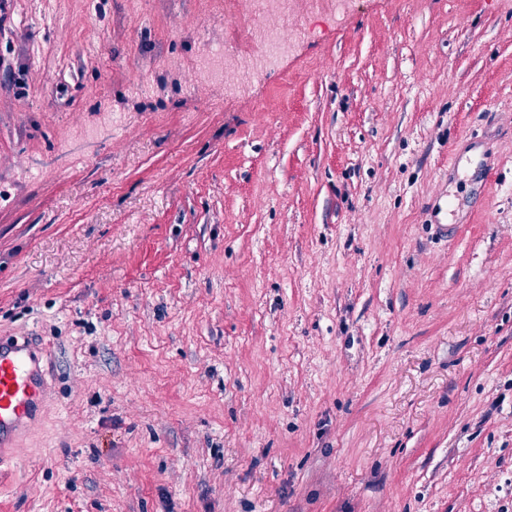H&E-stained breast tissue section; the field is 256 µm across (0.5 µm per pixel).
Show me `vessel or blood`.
<instances>
[{
	"instance_id": "obj_1",
	"label": "vessel or blood",
	"mask_w": 512,
	"mask_h": 512,
	"mask_svg": "<svg viewBox=\"0 0 512 512\" xmlns=\"http://www.w3.org/2000/svg\"><path fill=\"white\" fill-rule=\"evenodd\" d=\"M47 396L38 351L28 339L0 336V466L18 456V441L39 420Z\"/></svg>"
}]
</instances>
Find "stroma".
<instances>
[{
	"label": "stroma",
	"mask_w": 512,
	"mask_h": 512,
	"mask_svg": "<svg viewBox=\"0 0 512 512\" xmlns=\"http://www.w3.org/2000/svg\"><path fill=\"white\" fill-rule=\"evenodd\" d=\"M239 24L0 0V336L50 384L0 512H512V0H355L233 93L192 63Z\"/></svg>",
	"instance_id": "stroma-1"
}]
</instances>
